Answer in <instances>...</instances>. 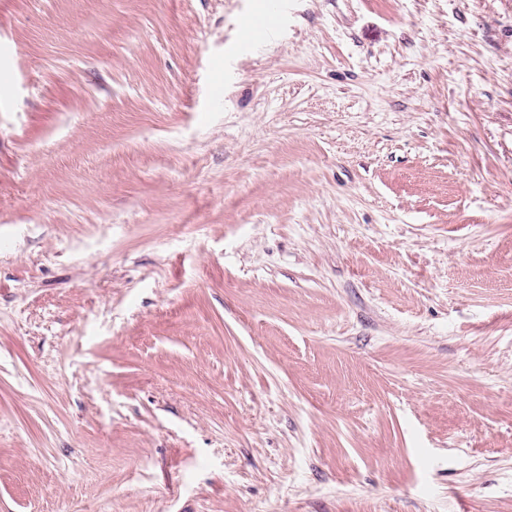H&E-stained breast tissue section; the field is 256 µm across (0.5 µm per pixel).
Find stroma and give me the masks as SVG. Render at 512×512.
Segmentation results:
<instances>
[{"mask_svg":"<svg viewBox=\"0 0 512 512\" xmlns=\"http://www.w3.org/2000/svg\"><path fill=\"white\" fill-rule=\"evenodd\" d=\"M268 7L0 0V512H512V0Z\"/></svg>","mask_w":512,"mask_h":512,"instance_id":"stroma-1","label":"stroma"}]
</instances>
